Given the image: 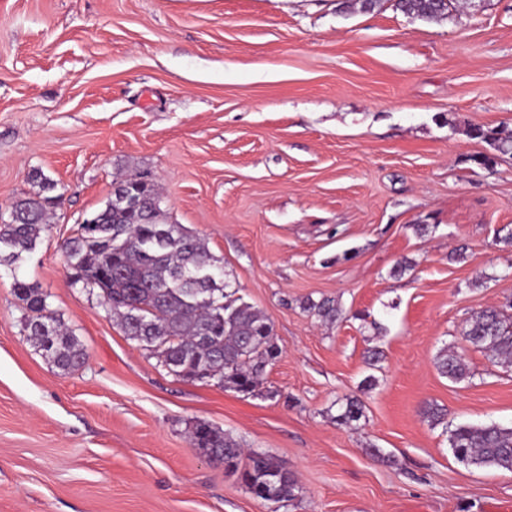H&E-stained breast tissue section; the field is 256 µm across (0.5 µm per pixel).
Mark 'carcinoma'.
<instances>
[{"label": "carcinoma", "mask_w": 512, "mask_h": 512, "mask_svg": "<svg viewBox=\"0 0 512 512\" xmlns=\"http://www.w3.org/2000/svg\"><path fill=\"white\" fill-rule=\"evenodd\" d=\"M399 9L425 21L448 16L451 0H397ZM469 134L486 142L492 152L474 161L490 170L498 155H512V133L482 126ZM32 179L39 191L15 200L8 218L0 215V265L12 266L32 254L49 229L47 217L60 204L56 184L40 172ZM117 189L137 196L133 211L107 200L92 214V230L77 224L74 236L62 243L72 284L99 297L124 335L157 359L169 373L185 381L209 378L220 387L250 394L263 380L266 367L279 355L266 315L237 296L224 281V265L206 242L168 221L162 194L136 173L113 181ZM13 292L25 310L27 340L64 374L86 361V353L48 303L49 294L14 279ZM306 310L319 320L335 323L341 309L333 299L309 301ZM463 336L512 367V318L499 308H486L466 320ZM439 372L455 383L471 377L462 354L446 347L437 356ZM336 422L350 426L363 416L361 401L337 402ZM190 444L224 470H232L256 496L273 504L295 497L297 479L277 458L247 452L233 437L204 422L189 432ZM455 459L476 468L512 472V426L496 422L459 424L450 430Z\"/></svg>", "instance_id": "carcinoma-1"}]
</instances>
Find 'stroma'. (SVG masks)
<instances>
[{
	"mask_svg": "<svg viewBox=\"0 0 512 512\" xmlns=\"http://www.w3.org/2000/svg\"><path fill=\"white\" fill-rule=\"evenodd\" d=\"M472 125L512 133V0L438 22L394 0H0V213L37 171L62 196L0 266V512H512V472L459 463L422 415L512 425V369L462 335L512 301V155L475 164ZM139 171L269 318L280 355L254 393L168 374L70 284L62 242ZM17 279L48 293L80 369L27 340ZM326 297L332 325L305 309ZM446 346L468 381L437 371ZM199 421L281 460L295 499L210 463ZM336 405H339L336 422L340 425L350 426L353 422H358L363 416L362 403L356 397H347L342 401H336Z\"/></svg>",
	"mask_w": 512,
	"mask_h": 512,
	"instance_id": "35a3bbf8",
	"label": "stroma"
}]
</instances>
